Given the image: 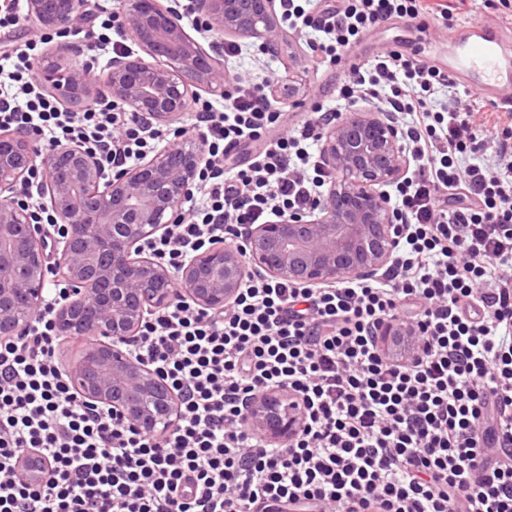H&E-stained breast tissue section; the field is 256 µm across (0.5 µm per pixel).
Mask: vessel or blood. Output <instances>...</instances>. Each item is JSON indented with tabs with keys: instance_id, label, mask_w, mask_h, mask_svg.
<instances>
[{
	"instance_id": "vessel-or-blood-1",
	"label": "vessel or blood",
	"mask_w": 512,
	"mask_h": 512,
	"mask_svg": "<svg viewBox=\"0 0 512 512\" xmlns=\"http://www.w3.org/2000/svg\"><path fill=\"white\" fill-rule=\"evenodd\" d=\"M456 49L447 73L497 105L512 107V31L476 21L454 31Z\"/></svg>"
}]
</instances>
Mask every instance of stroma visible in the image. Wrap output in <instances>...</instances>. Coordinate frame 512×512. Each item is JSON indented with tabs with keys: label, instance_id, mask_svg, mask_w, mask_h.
<instances>
[{
	"label": "stroma",
	"instance_id": "obj_1",
	"mask_svg": "<svg viewBox=\"0 0 512 512\" xmlns=\"http://www.w3.org/2000/svg\"><path fill=\"white\" fill-rule=\"evenodd\" d=\"M240 46L241 54L224 63L227 82L269 78L267 94L296 121L305 116L313 103L335 105L338 86L354 57L397 50L441 66L448 63L447 32L429 17L388 20L367 32L354 51L345 52L339 63L328 67L314 63L304 34L295 28L288 29L285 41L273 51L261 50L256 39L241 41Z\"/></svg>",
	"mask_w": 512,
	"mask_h": 512
}]
</instances>
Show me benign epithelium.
I'll list each match as a JSON object with an SVG mask.
<instances>
[{"mask_svg": "<svg viewBox=\"0 0 512 512\" xmlns=\"http://www.w3.org/2000/svg\"><path fill=\"white\" fill-rule=\"evenodd\" d=\"M86 3L28 0L27 7L38 32L69 34L86 23ZM195 7L209 31L260 39L271 51L282 38L275 0H195ZM122 12L141 52L113 58L104 75L76 61L77 47L42 57L39 81L72 111L105 97L154 127L180 117L200 93L224 88V69L186 31L176 0H124ZM319 142L324 165L336 173L320 204L251 225L245 247L215 243L174 270L145 245L166 238L183 215L205 159L203 137L183 135L131 168L107 170L80 143L43 150L32 137L1 128L0 336L28 330L54 273L65 285L52 318L57 335L94 338L65 369L70 388L143 433H161L175 422L178 397L132 349L152 314L179 299L222 312L250 277L326 286L373 278L391 267L404 225L396 223L385 187L406 168L401 130L372 107H348ZM37 171L49 226L35 223L31 207L20 201ZM375 338L400 363L422 349L412 326L396 319L379 324ZM298 401L286 387L264 390L248 401L244 425L268 444L286 445L304 428Z\"/></svg>", "mask_w": 512, "mask_h": 512, "instance_id": "7a95c632", "label": "benign epithelium"}]
</instances>
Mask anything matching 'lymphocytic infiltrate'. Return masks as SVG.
<instances>
[{"label": "lymphocytic infiltrate", "mask_w": 512, "mask_h": 512, "mask_svg": "<svg viewBox=\"0 0 512 512\" xmlns=\"http://www.w3.org/2000/svg\"><path fill=\"white\" fill-rule=\"evenodd\" d=\"M306 2L281 0V20L314 31L324 66L387 20L452 18L443 0H340L315 17ZM39 62L36 44L0 48V126L81 142L108 166L166 142L115 101L59 107ZM456 91L443 69L395 50L351 67L339 108L381 104L413 163L396 189L395 266L331 287L252 277L224 313L180 300L152 315L137 352L179 399L172 431L150 436L80 402L49 326L56 298L30 332L0 337V512H512V143L483 138L512 134V113ZM193 112L206 158L188 215L149 247L173 267L211 239L235 244L245 225L308 210L334 177L310 142L336 110L292 125L261 84L242 82L222 108ZM243 140L264 147L225 167ZM409 304L425 350L402 365L373 331ZM276 386L306 414L285 448L242 424L246 401ZM28 454L46 460L41 479Z\"/></svg>", "instance_id": "obj_1"}]
</instances>
